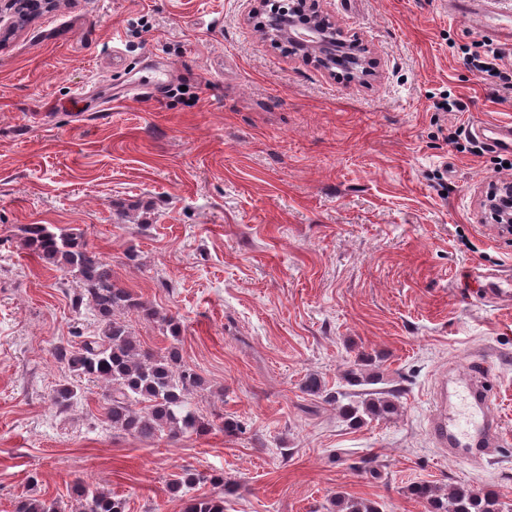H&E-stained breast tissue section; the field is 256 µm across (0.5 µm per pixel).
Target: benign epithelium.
Wrapping results in <instances>:
<instances>
[{"label":"benign epithelium","instance_id":"7a95c632","mask_svg":"<svg viewBox=\"0 0 512 512\" xmlns=\"http://www.w3.org/2000/svg\"><path fill=\"white\" fill-rule=\"evenodd\" d=\"M248 20L259 27L270 16L276 17L277 34L305 53L317 55L318 63L329 73L347 69L358 81L377 75L370 47L362 37L341 28H313L297 22L295 14L304 12V4L285 0H252ZM481 206L494 224H512V182L495 186L482 197Z\"/></svg>","mask_w":512,"mask_h":512}]
</instances>
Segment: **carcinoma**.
Returning a JSON list of instances; mask_svg holds the SVG:
<instances>
[{
  "instance_id": "1",
  "label": "carcinoma",
  "mask_w": 512,
  "mask_h": 512,
  "mask_svg": "<svg viewBox=\"0 0 512 512\" xmlns=\"http://www.w3.org/2000/svg\"><path fill=\"white\" fill-rule=\"evenodd\" d=\"M82 236L81 232L56 231L50 224H24L18 228L21 249L46 265L75 274L81 288L73 302L75 311H86L102 323L98 333L75 344L59 342L53 346L55 361L71 375L70 381L55 389L54 404L62 412L68 410L83 397V382H97L107 390L103 416L115 431L145 439L161 434L171 438L207 434L211 423L188 407V397L201 387L198 374L181 364L175 346L162 356L142 349L128 325L115 318V313L124 311L145 320H160L176 341L181 334L180 322L135 298L114 277L112 265L101 253L89 248ZM364 366L362 362L349 370L348 383L360 385L380 380L378 372L368 373ZM396 410L397 404L384 397L351 401L342 406L343 415L357 423L365 415L387 418ZM203 480L205 477L195 471L184 469L170 482L169 489L189 491ZM408 492L425 502L431 512H507L508 508L495 490L469 484L452 486L444 496L429 484L412 485ZM69 499L70 504L64 509L56 500L33 494L18 501L15 512H125L123 498L82 482L71 488ZM185 512H224V497L192 496ZM336 512L378 509L368 500L339 495Z\"/></svg>"
}]
</instances>
